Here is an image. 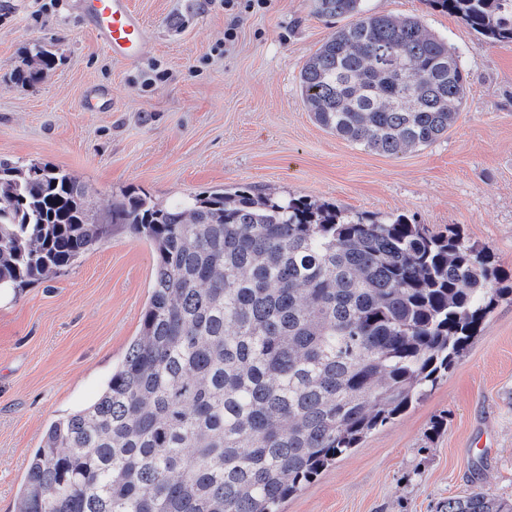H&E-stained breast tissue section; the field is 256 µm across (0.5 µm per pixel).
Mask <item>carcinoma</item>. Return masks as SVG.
Wrapping results in <instances>:
<instances>
[{"mask_svg": "<svg viewBox=\"0 0 512 512\" xmlns=\"http://www.w3.org/2000/svg\"><path fill=\"white\" fill-rule=\"evenodd\" d=\"M512 42V0H426ZM351 16L309 58L317 122L398 156L455 123L467 74L424 18ZM34 47L28 69L50 66ZM67 170L0 159V292L54 278L121 224L154 254L138 335L99 397L52 422L15 512H281L453 367L500 296L491 255L406 214L380 219L250 187L162 204L126 192L98 213ZM441 512H512L489 488Z\"/></svg>", "mask_w": 512, "mask_h": 512, "instance_id": "obj_1", "label": "carcinoma"}]
</instances>
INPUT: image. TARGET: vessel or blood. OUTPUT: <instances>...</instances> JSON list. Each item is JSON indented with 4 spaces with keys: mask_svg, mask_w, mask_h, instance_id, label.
I'll return each instance as SVG.
<instances>
[{
    "mask_svg": "<svg viewBox=\"0 0 512 512\" xmlns=\"http://www.w3.org/2000/svg\"><path fill=\"white\" fill-rule=\"evenodd\" d=\"M79 14L114 59L128 64L143 59L148 28L131 0H87Z\"/></svg>",
    "mask_w": 512,
    "mask_h": 512,
    "instance_id": "b4317fda",
    "label": "vessel or blood"
}]
</instances>
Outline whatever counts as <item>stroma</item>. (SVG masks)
<instances>
[{
  "instance_id": "35a3bbf8",
  "label": "stroma",
  "mask_w": 512,
  "mask_h": 512,
  "mask_svg": "<svg viewBox=\"0 0 512 512\" xmlns=\"http://www.w3.org/2000/svg\"><path fill=\"white\" fill-rule=\"evenodd\" d=\"M74 4L0 0V159L69 170L101 211L127 191L166 204L249 185L436 231L455 224L512 274V43L480 42L424 0H363L372 14L423 16L468 74L447 135L388 156L326 131L303 102V66L348 23L315 15L312 0H266L230 43L221 0H132L149 29L136 65L112 58ZM38 42L54 62L29 85L15 69ZM94 91L114 109H88ZM153 266L149 243L116 229L52 281L0 297V512H14L47 426L92 403L124 358ZM477 487L512 499L511 296L422 401L282 512H437Z\"/></svg>"
}]
</instances>
